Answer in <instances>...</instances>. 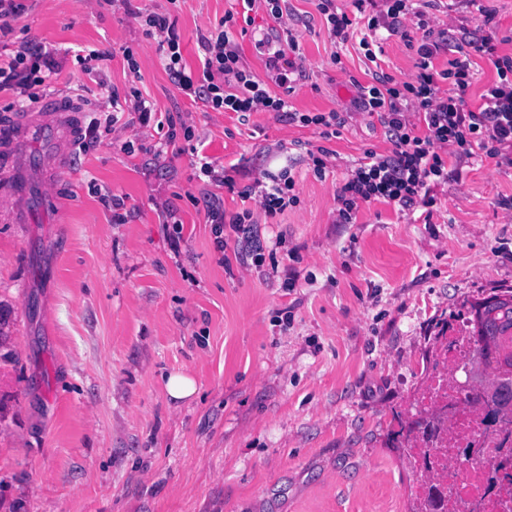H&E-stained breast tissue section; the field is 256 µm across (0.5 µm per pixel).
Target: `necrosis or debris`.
I'll return each instance as SVG.
<instances>
[{
	"label": "necrosis or debris",
	"mask_w": 512,
	"mask_h": 512,
	"mask_svg": "<svg viewBox=\"0 0 512 512\" xmlns=\"http://www.w3.org/2000/svg\"><path fill=\"white\" fill-rule=\"evenodd\" d=\"M473 327L466 315L449 323L434 351L437 372L412 398V408L436 417L433 426H419L409 437L423 475L415 491L419 512H435L436 486L451 493L445 512H474L480 502L484 512H496V499L512 496V441L502 442L498 429L483 422L473 403L476 390L465 379L475 349ZM460 460L466 468L447 477L449 465Z\"/></svg>",
	"instance_id": "obj_1"
}]
</instances>
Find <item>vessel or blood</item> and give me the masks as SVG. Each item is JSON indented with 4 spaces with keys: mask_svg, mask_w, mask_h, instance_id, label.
Returning a JSON list of instances; mask_svg holds the SVG:
<instances>
[{
    "mask_svg": "<svg viewBox=\"0 0 512 512\" xmlns=\"http://www.w3.org/2000/svg\"><path fill=\"white\" fill-rule=\"evenodd\" d=\"M80 108L75 101L57 96L45 98L38 111L15 114L0 128V160H18V149L33 133H41L46 148L43 162L52 175H63L70 166L72 147L81 133Z\"/></svg>",
    "mask_w": 512,
    "mask_h": 512,
    "instance_id": "obj_1",
    "label": "vessel or blood"
}]
</instances>
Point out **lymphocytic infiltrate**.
I'll return each mask as SVG.
<instances>
[{"label": "lymphocytic infiltrate", "instance_id": "1", "mask_svg": "<svg viewBox=\"0 0 512 512\" xmlns=\"http://www.w3.org/2000/svg\"><path fill=\"white\" fill-rule=\"evenodd\" d=\"M240 11L225 12L212 28L200 33L203 54L199 71L188 69L181 51L177 22L170 14H139L140 24L156 38V52L173 85L192 101L202 102L214 112H272L288 124L315 127L325 140L335 137L345 123L339 112H301L292 109L289 98L295 88L288 76H281L277 87H270L243 60L238 42L239 25H252L256 4L278 21L282 36L277 57L299 55L300 44L284 16L286 0H238ZM438 0H354L358 11L367 12L364 37H356L352 20L339 11L336 0H316V10L335 44L359 38L369 48V38L384 31L409 40L411 32L420 35L415 71L407 79L396 80L384 72H373L368 84L357 87L353 100L356 111L377 117L391 148L388 152L365 151L337 191V223L356 221L361 204L382 202L403 211L429 208L435 203L434 186L448 180L449 155L467 156L474 147L488 149L490 155L512 164V56L498 54L491 32L494 16L484 12V34L456 37L436 27L430 14ZM449 54L447 68L437 69L434 61ZM57 48L32 40L15 42L7 58H0V94L12 96V106L31 108L53 87L59 71ZM485 59L497 78L488 84L481 102L469 106L465 95L476 58ZM448 82L441 90L440 82ZM133 114L135 123L149 126L154 109L141 94L122 103L118 92H110L108 105L96 109L88 132L79 147H95L101 133L112 132L121 113ZM423 134H416V127ZM239 195L254 200L255 208L225 214L209 205L216 246H223L225 230L240 236L255 265H262L266 247L255 231V211L269 219L296 207L300 197L290 169L266 173L264 179L244 187Z\"/></svg>", "mask_w": 512, "mask_h": 512}]
</instances>
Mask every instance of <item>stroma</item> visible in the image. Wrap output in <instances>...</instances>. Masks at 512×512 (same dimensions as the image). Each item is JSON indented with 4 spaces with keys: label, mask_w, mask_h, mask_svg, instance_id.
Returning a JSON list of instances; mask_svg holds the SVG:
<instances>
[{
    "label": "stroma",
    "mask_w": 512,
    "mask_h": 512,
    "mask_svg": "<svg viewBox=\"0 0 512 512\" xmlns=\"http://www.w3.org/2000/svg\"><path fill=\"white\" fill-rule=\"evenodd\" d=\"M20 2L14 38L65 52L55 86L83 122L111 88L134 87L195 136L165 159V131L116 129L73 157L53 201L38 139L22 145V169L0 167V191L25 186L0 198V512H411L419 475L389 432L415 419L410 400L450 314L512 289V165L474 148L449 157L428 218L375 202L340 224L349 168L390 148L376 118L352 113L353 84L375 69L405 79L415 48L393 37L369 61L358 39L331 42L313 0H288L303 55L292 105L349 115L325 141L270 112L206 111L134 19L170 13L195 68L200 32L236 0ZM482 7L512 54V0H442L435 24L475 29ZM253 17L242 54L271 84L280 27L265 10ZM82 49L104 54L99 68L83 70ZM303 141L333 150L325 177ZM197 153L234 180L215 191L229 214L244 206L240 189L291 168L300 205L273 224L254 214L271 247L263 266L232 231L216 249ZM172 373L197 396L169 397Z\"/></svg>",
    "instance_id": "stroma-1"
}]
</instances>
